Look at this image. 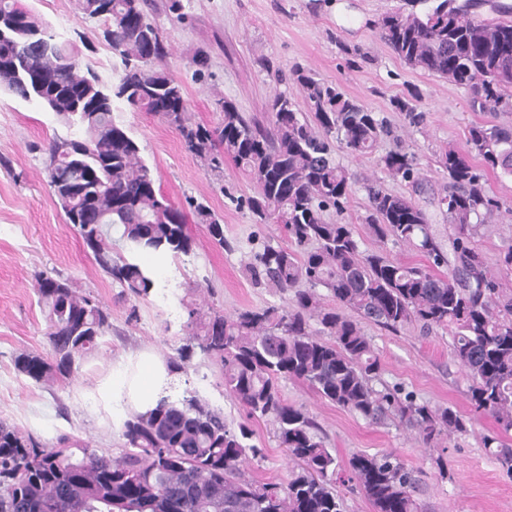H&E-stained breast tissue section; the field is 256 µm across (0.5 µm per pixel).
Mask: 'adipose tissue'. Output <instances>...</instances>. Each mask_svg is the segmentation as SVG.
I'll return each mask as SVG.
<instances>
[{"mask_svg":"<svg viewBox=\"0 0 512 512\" xmlns=\"http://www.w3.org/2000/svg\"><path fill=\"white\" fill-rule=\"evenodd\" d=\"M173 380L163 359L141 350L113 364L111 375L99 383L94 400L113 425L119 426L128 414L153 409Z\"/></svg>","mask_w":512,"mask_h":512,"instance_id":"obj_1","label":"adipose tissue"}]
</instances>
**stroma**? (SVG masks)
Instances as JSON below:
<instances>
[{
    "instance_id": "35a3bbf8",
    "label": "stroma",
    "mask_w": 512,
    "mask_h": 512,
    "mask_svg": "<svg viewBox=\"0 0 512 512\" xmlns=\"http://www.w3.org/2000/svg\"><path fill=\"white\" fill-rule=\"evenodd\" d=\"M64 38L80 40V56L105 85L116 83L123 67L102 37L100 22L84 18L78 0H21ZM404 0H151L149 19L167 47L162 65L182 85L195 122L215 125L223 101L246 116L265 119L275 93L300 99L293 79L302 67L316 79L336 83L347 97L367 105L394 126L405 151L413 153L435 192L448 183L438 160L443 149L463 144L471 125L512 126V110H472L466 89L429 72L413 69L373 33V25ZM406 100L427 115L423 128L405 125L395 103ZM150 166L156 185L179 205L205 203L224 222L228 248L208 237L205 225L189 221L195 242L191 256L166 258L168 286L146 299L134 297L104 274L78 226L69 224L51 200L44 170L52 137L76 136V128L58 121L33 101L0 93V418L54 446L60 436L78 437L90 447L120 456L124 440L109 418L98 413L86 395L112 372L120 355L150 349L174 355L185 344V321L191 307H213L232 315L245 307L285 306L291 296L253 284L246 271L262 243L283 246L278 224L254 223L234 199L255 192L254 184L232 160L224 162V181L216 183L203 164L188 153L176 130L157 116L119 105L115 112ZM394 147L383 141L374 154L355 157L337 150L336 160L357 180L343 214L329 210L330 222L352 225L361 250L386 249L390 258L423 265L427 259L405 245L380 246L363 219L368 200L362 187L381 180L387 191L402 194L404 183L386 178L378 159ZM44 273L72 282L80 293L96 298L111 314L112 329L90 357L78 360L69 382L35 384L20 374L14 358L25 351L48 353L45 315L37 303L35 277ZM379 355L376 389L398 387L420 403L450 407L467 420V431L445 447L427 448L414 431L397 423L369 424L297 381L282 382L288 403L302 405L319 425V434L338 462L356 453L395 452L421 479L422 512H512V477L484 448L493 434V417L472 412L468 381L453 362L448 336L425 335L409 326L392 332L363 322ZM177 379L176 389L197 388L220 408L230 426L248 423L252 442L262 448L249 472L257 480L284 481L293 467L269 424L248 419L224 391L221 369L202 355Z\"/></svg>"
}]
</instances>
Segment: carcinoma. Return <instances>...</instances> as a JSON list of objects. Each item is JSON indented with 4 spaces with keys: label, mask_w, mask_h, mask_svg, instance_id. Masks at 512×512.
I'll return each mask as SVG.
<instances>
[{
    "label": "carcinoma",
    "mask_w": 512,
    "mask_h": 512,
    "mask_svg": "<svg viewBox=\"0 0 512 512\" xmlns=\"http://www.w3.org/2000/svg\"><path fill=\"white\" fill-rule=\"evenodd\" d=\"M427 0H409L374 24L377 36L405 64L448 79L468 90L473 109H512V23L480 19L475 0L422 12ZM149 0H80L83 14L103 22V39L124 66L107 88L82 64L73 46L59 38L19 0H0V27L23 13L29 32L50 47L29 51L28 71L45 73L49 87L37 97L31 84L0 75V88L35 100L81 136H55L48 143L45 171L53 202L66 222L80 228L99 268L138 297L153 290V271L143 254L188 256L194 240L183 209L156 188L140 147L113 116L115 103L163 119L178 131L185 149L220 181L224 158H231L255 184L251 196L235 198L257 224H280L294 247L266 245L251 267L256 279L282 292L295 289L291 308L268 306L234 315L213 308L188 309V343L168 360L184 374L195 350L220 362L224 391L254 419L273 426L279 447L296 464L288 479L260 482L248 473L261 449L248 443L252 430L232 428L224 413L194 389L181 398L161 397L155 409L124 421V450L112 458L67 437L63 448H46L32 435L0 419V512H342L336 490L340 465L317 434L302 406L288 403L281 382L296 380L322 399L372 424L394 416L411 427L426 447L467 432L462 414L433 408L398 391L372 385L381 364L362 329L369 321L393 331L416 324L428 334L450 337L453 360L470 381L474 409L491 415L503 433L512 431V247L489 265L475 246L480 227L500 214L487 188V174L512 176V128L475 124L465 144L450 146L439 163L448 175L445 208L454 233L443 250L426 211L411 197L381 184L364 186L365 217L381 244L409 245L428 266L393 261L381 252L360 251L350 224L331 223L323 211L345 210L352 178L336 163L332 140L350 154H372L384 139H396L378 113L351 99L331 82L295 70L305 109L288 94H275L269 126L246 119L237 106L222 104L215 126L192 120L182 86L159 68L166 55L149 21ZM397 109L419 127L425 114L400 100ZM386 174L425 192L415 157L399 147L379 158ZM189 206L211 240L224 246V225L202 202ZM117 228L128 255L112 252L109 229ZM446 266L440 275L434 268ZM335 302L330 306L318 289ZM46 309L50 355L24 352L14 361L19 373L39 384L65 382L75 362L92 353L111 329L101 303L78 293L70 281L44 274L35 285ZM483 446L512 477V448L499 435ZM347 481L355 483L373 512H419L420 479L394 454L351 456Z\"/></svg>",
    "instance_id": "carcinoma-1"
}]
</instances>
